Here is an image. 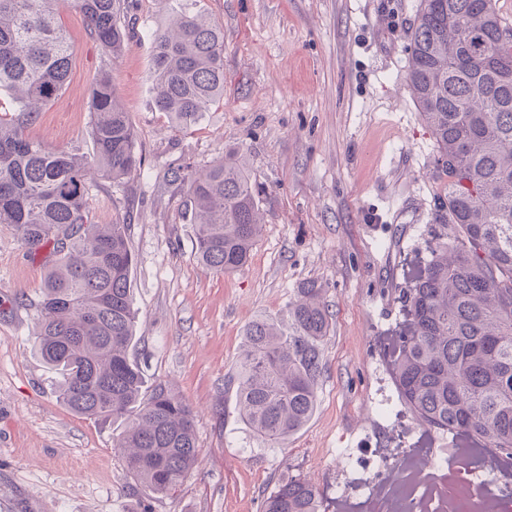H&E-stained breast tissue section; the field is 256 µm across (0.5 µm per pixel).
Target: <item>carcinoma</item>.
Masks as SVG:
<instances>
[{
  "instance_id": "cac0c4a2",
  "label": "carcinoma",
  "mask_w": 512,
  "mask_h": 512,
  "mask_svg": "<svg viewBox=\"0 0 512 512\" xmlns=\"http://www.w3.org/2000/svg\"><path fill=\"white\" fill-rule=\"evenodd\" d=\"M175 3L154 31V108L191 124L224 94V32ZM110 57L124 49L125 0H67ZM60 0H0V91L42 106L69 78L75 44L57 20ZM408 79L439 150L445 179L436 219L459 247L435 251L409 289L411 323L394 352L397 385L426 425L466 435L512 461V22L495 0H419ZM92 156L52 150L26 134L38 110L0 117V224L33 255L51 249L38 304V352L59 371V398L76 414L125 427L116 449L128 473L154 496L175 490L198 462L190 406L164 383L144 391L130 358L136 312L134 256L126 224H96L86 210L84 172L119 182L141 168L135 130L110 72L92 90ZM195 224V258L230 274L260 235L258 203L241 159L201 173L177 171ZM326 289L309 281L288 302L285 320L261 315L245 329L237 370L239 416L282 444L317 404L332 315ZM263 512H319L306 479L278 481Z\"/></svg>"
}]
</instances>
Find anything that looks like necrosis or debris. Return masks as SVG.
Listing matches in <instances>:
<instances>
[{
	"instance_id": "1",
	"label": "necrosis or debris",
	"mask_w": 512,
	"mask_h": 512,
	"mask_svg": "<svg viewBox=\"0 0 512 512\" xmlns=\"http://www.w3.org/2000/svg\"><path fill=\"white\" fill-rule=\"evenodd\" d=\"M336 488L344 500L364 497L366 512H512V485L464 459L449 466L438 451L417 458L397 448L379 457L363 487Z\"/></svg>"
}]
</instances>
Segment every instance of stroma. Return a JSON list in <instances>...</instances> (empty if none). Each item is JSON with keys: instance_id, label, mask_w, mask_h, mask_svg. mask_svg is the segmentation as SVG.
<instances>
[{"instance_id": "stroma-1", "label": "stroma", "mask_w": 512, "mask_h": 512, "mask_svg": "<svg viewBox=\"0 0 512 512\" xmlns=\"http://www.w3.org/2000/svg\"><path fill=\"white\" fill-rule=\"evenodd\" d=\"M418 0H199L224 32V96L195 124L155 110L151 33L168 0H128L123 53L106 59L82 16L60 6L76 51L65 91L27 128L52 149L88 153L91 87L109 69L142 157L121 184L92 176L94 223L129 227L137 312L131 352L196 414L200 464L169 495L136 487L115 449L120 424L71 412L37 353L48 251L29 255L0 225V512H262L280 479L311 480L336 512V452L361 481L379 452L406 445L454 454L403 400L384 342L405 324L406 293L450 225L435 221L438 149L408 82ZM241 157L263 222L248 262L200 265L186 195L170 172ZM327 290L333 315L310 421L282 446L240 420L224 377L245 328L283 317L303 282ZM223 404L224 417L214 407ZM385 404L386 414L375 411Z\"/></svg>"}]
</instances>
